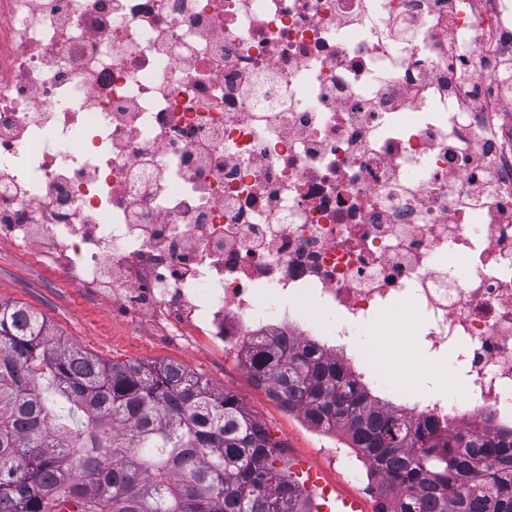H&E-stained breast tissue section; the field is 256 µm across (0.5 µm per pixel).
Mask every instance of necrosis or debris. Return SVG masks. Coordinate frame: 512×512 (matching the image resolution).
<instances>
[{"label": "necrosis or debris", "mask_w": 512, "mask_h": 512, "mask_svg": "<svg viewBox=\"0 0 512 512\" xmlns=\"http://www.w3.org/2000/svg\"><path fill=\"white\" fill-rule=\"evenodd\" d=\"M512 0H0V235L236 360L386 310L512 425ZM455 258L460 274H451Z\"/></svg>", "instance_id": "4bbe7bcc"}]
</instances>
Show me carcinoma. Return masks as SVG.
<instances>
[{
	"label": "carcinoma",
	"instance_id": "carcinoma-1",
	"mask_svg": "<svg viewBox=\"0 0 512 512\" xmlns=\"http://www.w3.org/2000/svg\"><path fill=\"white\" fill-rule=\"evenodd\" d=\"M246 367L283 409L344 436L386 512H512L511 427L447 432L386 410L295 336L249 344ZM279 459L231 392L176 362L102 360L0 301V512H310Z\"/></svg>",
	"mask_w": 512,
	"mask_h": 512
}]
</instances>
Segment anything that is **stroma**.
<instances>
[{"instance_id":"obj_1","label":"stroma","mask_w":512,"mask_h":512,"mask_svg":"<svg viewBox=\"0 0 512 512\" xmlns=\"http://www.w3.org/2000/svg\"><path fill=\"white\" fill-rule=\"evenodd\" d=\"M25 304L42 315L55 331L74 340L86 352L115 362H169L182 364L217 390L234 394L280 445L289 463H302L336 483L342 493H360L363 512H383L386 501L364 467L348 474L330 451L337 437L310 427L296 413L284 410L248 377L243 362L225 360L220 348L205 341L187 345L163 337L162 327H135L113 310L106 296L91 289L67 286L61 270L41 264L10 238L0 237V301ZM387 342V359L395 373L421 368L415 351L408 312L395 311L379 323Z\"/></svg>"}]
</instances>
